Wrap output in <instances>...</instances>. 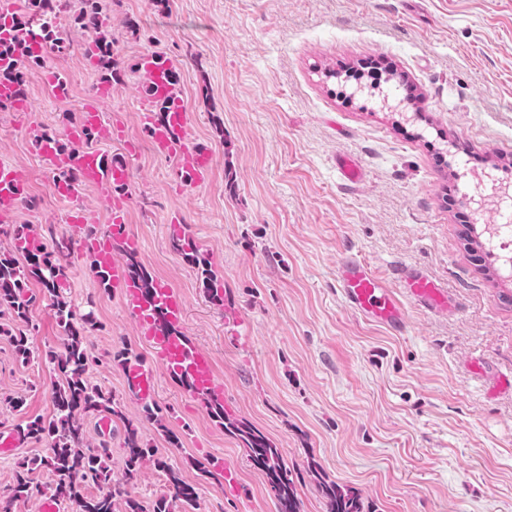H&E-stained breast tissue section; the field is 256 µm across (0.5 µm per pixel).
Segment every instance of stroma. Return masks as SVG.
Segmentation results:
<instances>
[{"instance_id":"obj_1","label":"stroma","mask_w":512,"mask_h":512,"mask_svg":"<svg viewBox=\"0 0 512 512\" xmlns=\"http://www.w3.org/2000/svg\"><path fill=\"white\" fill-rule=\"evenodd\" d=\"M83 0L55 34L65 45L24 68V112L0 110V161L27 180L29 207L15 224L70 233L82 210L108 229L98 193L54 191L39 141L62 134L102 84L103 119L123 137L104 144L126 159L128 233L141 268L186 301L183 331L214 361L232 418L261 431L296 476L301 512H325L321 483L354 490L363 512H512V277L494 255L467 244L495 223L464 194L490 192L486 172L512 171V0H112L106 8L122 75L85 54L76 23ZM173 62L191 115L188 140L212 160L193 183L180 163L157 155L139 111L146 100L141 56ZM371 61L415 99L393 109L338 94L344 65ZM71 85L57 98L44 77ZM357 159L363 180L344 183L337 155ZM15 224L0 223V247ZM208 253L226 288L203 292L193 266L173 252L174 229ZM359 253L381 275L407 262L431 271L458 298L457 315L411 309V330L393 336L345 307L336 260ZM30 314L33 357L16 361L0 335V429L53 413L58 373L49 351L65 333L39 284ZM67 293L93 306L92 381L122 411L112 421V476L123 480L125 421L199 491V512H277V501L240 440L209 416L202 399L155 369L159 420L127 391L113 352L153 361L133 318L101 294L91 258L74 250ZM237 471L241 494L209 463ZM316 473H309V466Z\"/></svg>"}]
</instances>
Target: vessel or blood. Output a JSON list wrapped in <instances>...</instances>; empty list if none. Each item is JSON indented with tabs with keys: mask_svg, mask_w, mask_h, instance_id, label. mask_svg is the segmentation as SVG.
Here are the masks:
<instances>
[{
	"mask_svg": "<svg viewBox=\"0 0 512 512\" xmlns=\"http://www.w3.org/2000/svg\"><path fill=\"white\" fill-rule=\"evenodd\" d=\"M142 65L153 85L141 113V123L151 136L156 153L182 159L194 182H205L210 176V165L203 154L192 151L187 140L190 114L184 106L173 63L157 56L145 57ZM96 132L100 139L109 140L121 133L120 126L104 125L100 99H90L79 120L63 134L73 144L70 152L43 144L40 158L45 168L56 171H74V182H56V192L67 199L74 198L79 189L97 190L109 205V231L100 236L84 235L81 226H74L82 250L88 252L99 267L110 274V286L117 293L124 308L133 317L140 340L155 355L167 376L174 381L189 383L192 390L211 401H223L224 388L217 380L212 358L198 349L184 335L162 332L156 321L157 313H164L173 325H182L185 300L177 289L161 283L152 296H144L134 284L126 268L112 254L113 249L125 245L127 213L119 187L127 184L130 169L125 162L115 161L104 152L85 147L88 132ZM27 194L23 174L14 165L0 163V222H12ZM336 289L346 305L368 322L383 327L390 334L402 336L411 327L409 306L422 310L456 315L459 304L454 301L436 278L424 269L411 265H397L392 277L374 274L368 265L352 252L340 254L336 262ZM127 389L143 403L156 399L154 374L138 358L123 364Z\"/></svg>",
	"mask_w": 512,
	"mask_h": 512,
	"instance_id": "obj_1",
	"label": "vessel or blood"
}]
</instances>
